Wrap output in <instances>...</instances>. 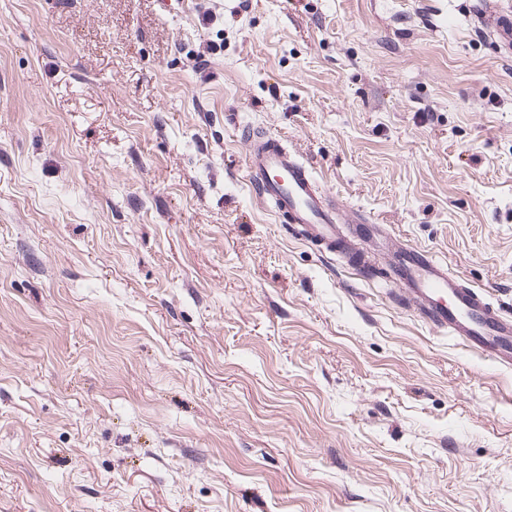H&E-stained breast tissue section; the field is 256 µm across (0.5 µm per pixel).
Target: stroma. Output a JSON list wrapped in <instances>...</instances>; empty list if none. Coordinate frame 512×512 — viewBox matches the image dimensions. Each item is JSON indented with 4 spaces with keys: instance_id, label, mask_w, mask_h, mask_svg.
I'll use <instances>...</instances> for the list:
<instances>
[{
    "instance_id": "stroma-1",
    "label": "stroma",
    "mask_w": 512,
    "mask_h": 512,
    "mask_svg": "<svg viewBox=\"0 0 512 512\" xmlns=\"http://www.w3.org/2000/svg\"><path fill=\"white\" fill-rule=\"evenodd\" d=\"M477 0H0V512H512V368L261 209L248 126L512 305Z\"/></svg>"
}]
</instances>
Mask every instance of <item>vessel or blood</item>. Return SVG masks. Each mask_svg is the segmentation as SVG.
Masks as SVG:
<instances>
[{"mask_svg": "<svg viewBox=\"0 0 512 512\" xmlns=\"http://www.w3.org/2000/svg\"><path fill=\"white\" fill-rule=\"evenodd\" d=\"M477 20L497 36L501 51L512 53V10L479 14ZM247 145L246 177L257 203L322 251L349 256L362 271L368 244L381 238L382 227L359 209H344L328 194L308 162L280 139L241 131ZM389 276L409 303L436 329L448 332L489 364L512 366V313L490 301L484 291L465 286L445 261L420 248L403 245L392 252Z\"/></svg>", "mask_w": 512, "mask_h": 512, "instance_id": "1", "label": "vessel or blood"}]
</instances>
